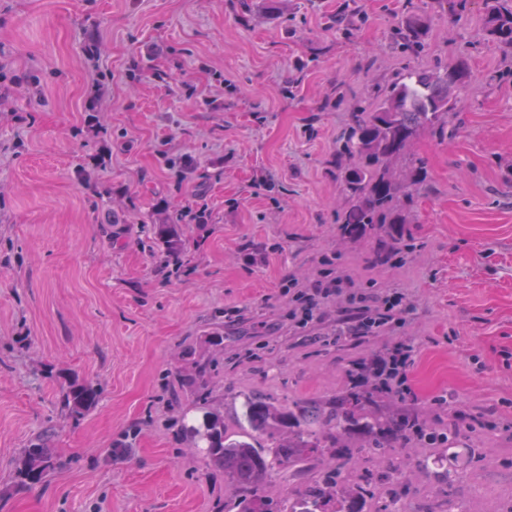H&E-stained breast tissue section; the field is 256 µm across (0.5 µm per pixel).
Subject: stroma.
<instances>
[{"label": "stroma", "instance_id": "1", "mask_svg": "<svg viewBox=\"0 0 512 512\" xmlns=\"http://www.w3.org/2000/svg\"><path fill=\"white\" fill-rule=\"evenodd\" d=\"M257 2L0 0V512H224V473L185 431L201 422L178 383L186 348L238 408L254 391L332 398L400 339L418 356L394 409L444 422L448 398L484 451L454 496L512 512V54L484 41L481 0L458 22L430 10L417 54L393 39L405 0ZM458 59L447 139L412 145L428 170L413 248L374 262L376 240L338 222L336 144L395 78ZM162 221L178 258L148 237ZM327 258L354 288L408 293L404 325L335 340L331 300L292 331L282 290ZM75 376L102 389L80 416L62 406ZM35 442L62 466L25 484Z\"/></svg>", "mask_w": 512, "mask_h": 512}]
</instances>
